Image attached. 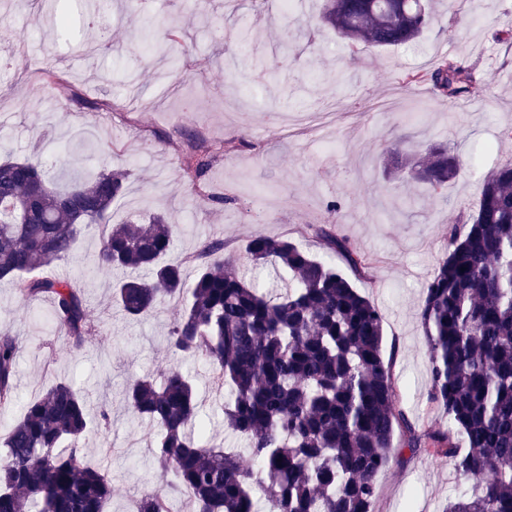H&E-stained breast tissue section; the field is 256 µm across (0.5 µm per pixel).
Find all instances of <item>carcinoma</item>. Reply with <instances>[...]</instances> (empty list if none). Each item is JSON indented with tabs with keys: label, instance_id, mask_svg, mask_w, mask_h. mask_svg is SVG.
Instances as JSON below:
<instances>
[{
	"label": "carcinoma",
	"instance_id": "obj_1",
	"mask_svg": "<svg viewBox=\"0 0 512 512\" xmlns=\"http://www.w3.org/2000/svg\"><path fill=\"white\" fill-rule=\"evenodd\" d=\"M40 21L58 31L65 17L41 0ZM435 19L430 0H324L320 23L349 45L401 47L416 42ZM450 102L466 97L472 69L442 59L428 73ZM187 145L182 177L201 187L204 162ZM463 158L446 143L426 158H404L411 178L436 192ZM129 174L102 170L65 190L51 187L36 159L0 162V281L26 301L47 298L54 323L75 352L94 324L83 293L44 272L73 254L84 228L103 237L97 263L131 275L114 287L129 319L167 299H183L168 333L180 360H202L224 388L218 413L244 438L252 465L224 443H204L196 389L181 367L161 382L131 381L129 413L155 427L149 463L161 487L143 494L136 512H371L379 474L389 467L395 425L403 446L426 451L464 477L490 480L465 493L448 512H512V162L483 178L477 207L452 229L448 251L427 282L420 309L432 399L448 414V432L418 433L397 409L391 363L384 357L383 315L330 262L286 237L258 235L247 245L256 265L288 274L282 293L263 292L224 254L205 242L193 279L165 256L173 225L161 215L110 223L112 203ZM318 234L358 275L368 259L347 238ZM20 338L0 330V409L14 405ZM88 397L57 383L29 402L0 441V512H108L112 480L84 462ZM460 432V452L453 431Z\"/></svg>",
	"mask_w": 512,
	"mask_h": 512
}]
</instances>
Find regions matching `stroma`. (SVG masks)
Returning <instances> with one entry per match:
<instances>
[{
  "instance_id": "stroma-1",
  "label": "stroma",
  "mask_w": 512,
  "mask_h": 512,
  "mask_svg": "<svg viewBox=\"0 0 512 512\" xmlns=\"http://www.w3.org/2000/svg\"><path fill=\"white\" fill-rule=\"evenodd\" d=\"M322 0H295L296 25L310 38L284 49L277 21L280 0H147L142 15L126 0H108L105 27L87 26L85 0H57L67 15L65 33L36 21V0H0V47L13 52L0 67V162L39 154L51 185L64 186L112 168L129 173L112 208L111 223L159 212L176 227L168 259L194 276L203 241L219 238L225 253L245 258L254 236H285L338 269L317 228L347 237L369 261L352 276L358 291L384 315V353L393 360L398 406L417 429L444 430L448 418L430 399V368L419 310L423 291L448 249V233L477 205L480 179L512 161V0H466L442 11L425 37L396 49H363L317 27ZM153 20L142 30V16ZM251 26L246 43L213 40L212 28ZM181 28L170 54L181 59L167 83L153 79L163 67L154 43L169 26ZM260 56L277 67L257 76ZM442 56L470 67L468 97L449 107L426 83L405 86L409 72L426 73ZM209 146L245 140L231 155L214 154L203 178L229 197L206 202L181 177L186 137ZM407 151L451 140L464 165L434 193L387 167L390 141ZM337 210H329V202ZM102 239L83 231L75 257L58 268L86 298L96 330L83 349L69 351L49 300L27 302L0 283V330L20 336L18 401L0 412V434L49 386L75 383L92 412L108 406L111 420L93 426L85 453L112 479L110 512H130L134 501L160 482L146 468L151 428L132 421L122 403L135 378L161 377L171 361L170 322L180 305L168 300L149 317L131 320L112 305L116 272L97 268ZM480 477L465 479L423 453L396 450L377 481L374 512H445Z\"/></svg>"
}]
</instances>
